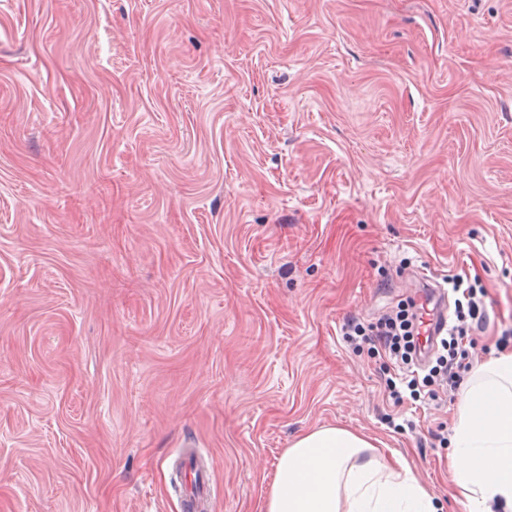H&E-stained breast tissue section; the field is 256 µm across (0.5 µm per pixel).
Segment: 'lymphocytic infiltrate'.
Instances as JSON below:
<instances>
[{
  "mask_svg": "<svg viewBox=\"0 0 512 512\" xmlns=\"http://www.w3.org/2000/svg\"><path fill=\"white\" fill-rule=\"evenodd\" d=\"M452 290L458 295L456 322L449 326L446 337L441 338L442 352L434 364L422 366L416 355L414 300H406L388 317L371 325L349 322L343 329L347 342L356 350L364 347H383L390 360L402 369L400 379H387L386 387L394 404L404 399L435 398L439 388L456 386L462 373L468 369L466 351L462 346L475 325L481 324L484 308L475 283L456 276L451 280Z\"/></svg>",
  "mask_w": 512,
  "mask_h": 512,
  "instance_id": "1",
  "label": "lymphocytic infiltrate"
}]
</instances>
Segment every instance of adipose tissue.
<instances>
[{
  "instance_id": "ef3b65f1",
  "label": "adipose tissue",
  "mask_w": 512,
  "mask_h": 512,
  "mask_svg": "<svg viewBox=\"0 0 512 512\" xmlns=\"http://www.w3.org/2000/svg\"><path fill=\"white\" fill-rule=\"evenodd\" d=\"M448 454L467 512H512V350L478 366L455 407ZM263 512H437L412 470L369 439L326 426L300 435L282 454Z\"/></svg>"
}]
</instances>
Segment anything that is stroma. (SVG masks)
Masks as SVG:
<instances>
[{
	"mask_svg": "<svg viewBox=\"0 0 512 512\" xmlns=\"http://www.w3.org/2000/svg\"><path fill=\"white\" fill-rule=\"evenodd\" d=\"M512 331V0H0V512H261L338 426L443 512L456 391L341 328L414 274ZM185 459L182 464V477L179 491L183 492V504L200 503L206 504L211 493L210 479L208 473L198 462L200 454L195 448H187L184 451Z\"/></svg>",
	"mask_w": 512,
	"mask_h": 512,
	"instance_id": "stroma-1",
	"label": "stroma"
}]
</instances>
